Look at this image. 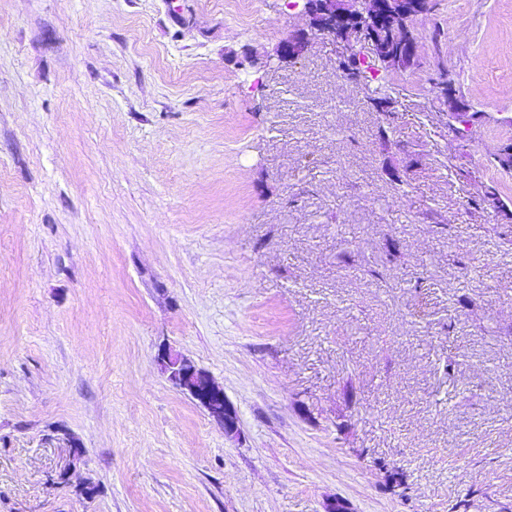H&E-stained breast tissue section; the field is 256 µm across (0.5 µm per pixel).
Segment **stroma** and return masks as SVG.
<instances>
[{"instance_id":"35a3bbf8","label":"stroma","mask_w":512,"mask_h":512,"mask_svg":"<svg viewBox=\"0 0 512 512\" xmlns=\"http://www.w3.org/2000/svg\"><path fill=\"white\" fill-rule=\"evenodd\" d=\"M307 23L0 0V512H512V0H434L359 83L278 65ZM157 359L172 384L200 404L221 426L224 436L239 437V417L235 407L202 369L171 347L159 349Z\"/></svg>"}]
</instances>
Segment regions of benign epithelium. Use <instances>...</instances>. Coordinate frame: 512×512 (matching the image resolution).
I'll return each mask as SVG.
<instances>
[{"mask_svg": "<svg viewBox=\"0 0 512 512\" xmlns=\"http://www.w3.org/2000/svg\"><path fill=\"white\" fill-rule=\"evenodd\" d=\"M346 0H321L326 13L325 21L311 26V33H291L277 49L279 63L296 61L303 53L307 38H321L345 42L348 52L341 57L346 61L355 54V45L363 43L370 47L380 61L393 66L403 64L411 56L414 46L408 39L402 40L387 55L380 54L374 34L349 16ZM428 0H375L374 9L381 15L382 23L403 29L409 18L422 13ZM157 359L172 384L203 407L209 416L224 430V436L237 438L240 435L239 417L235 407L224 396L223 390L215 386L209 377L193 362L169 347L159 349Z\"/></svg>", "mask_w": 512, "mask_h": 512, "instance_id": "7a95c632", "label": "benign epithelium"}]
</instances>
